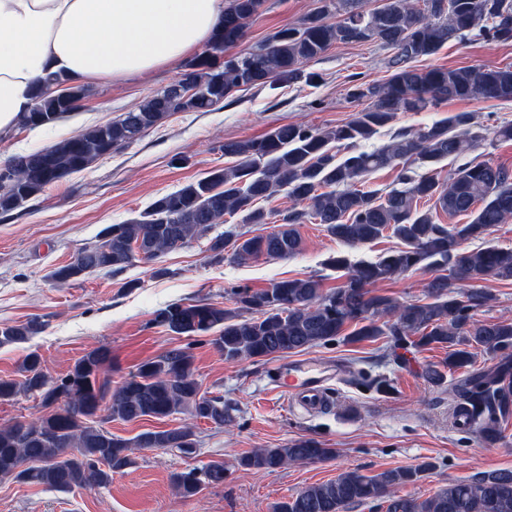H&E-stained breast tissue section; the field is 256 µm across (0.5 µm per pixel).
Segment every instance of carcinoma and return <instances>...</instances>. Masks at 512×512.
I'll list each match as a JSON object with an SVG mask.
<instances>
[{
    "instance_id": "1",
    "label": "carcinoma",
    "mask_w": 512,
    "mask_h": 512,
    "mask_svg": "<svg viewBox=\"0 0 512 512\" xmlns=\"http://www.w3.org/2000/svg\"><path fill=\"white\" fill-rule=\"evenodd\" d=\"M381 11H365L355 21L350 0H323L320 9L275 32L268 43L244 54H230L245 35L248 22L264 0H229L224 26L209 48L187 63L184 77L197 87L183 99L173 86L148 97L137 110L112 122L87 127L60 143L21 155L0 168V217L37 198L46 187L89 169L112 149L129 144L174 112H208L235 92L262 89L276 81H297L300 66L338 44L378 43L392 51L390 77L382 83L356 82L354 100L369 105L342 123L312 129L280 125L259 138L224 143L234 162L208 176L159 196L141 218L112 224L98 243L79 250L55 267L49 279L59 288L89 274L118 275L142 260H156L194 240H207L215 260L244 261L266 255L300 253L298 226L313 219L331 236L356 247L387 235L402 247L375 261L352 262L345 254L326 265L343 273L329 291L314 276L275 280L263 289H238L235 308L214 303H172L154 313L153 322L181 336L214 332L210 344L229 361L264 360L327 344L341 337L349 343L390 336L394 345L418 349L448 348V369L472 365L474 350L501 353L493 369L468 374L454 390L455 410L465 412L481 438L495 443L512 419V322H484L476 311L490 296L475 284L512 280V248L489 245L470 250L465 243L484 238L497 224L512 220V169L490 160L468 158L483 135L474 115L456 112L415 128H401L379 147L366 143L391 126L400 112H424L442 101L512 99V66L418 68L412 62L430 57L451 38L477 33L484 40L512 42V0H381ZM311 82L314 76H305ZM90 90L69 84L56 95L39 87L28 129L55 124L79 111ZM458 162L448 178L435 165ZM397 169L392 186L367 190L369 175ZM284 193L295 202L285 210L261 203ZM466 216L464 224H443L439 214ZM241 216L243 224H267V235L247 237L217 231L224 216ZM435 272L427 300L399 303L374 286L411 271ZM468 282L466 292L453 282ZM38 324L0 323V346L21 343ZM112 351L99 347L84 354L64 376L54 378L42 357L28 353L23 380L0 378V399L21 392L40 400L44 413L34 420L0 426V477L60 492L106 488L112 474L135 464V448H195L189 426L144 431L127 440L103 427L112 420L189 414L217 426L233 420L224 400L201 391L193 355L174 348L139 365L116 385L107 376ZM334 449L311 439L285 448H258L238 464L272 471L291 463L324 460ZM429 465L398 467L375 475L347 471L333 480L307 486L281 502L276 512H347L352 505L387 503V512H512V470L485 473L452 483L431 496L397 497L395 489L418 481ZM224 463L177 472L172 484L185 498L207 485L224 483Z\"/></svg>"
}]
</instances>
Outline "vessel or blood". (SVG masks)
<instances>
[{"label":"vessel or blood","mask_w":512,"mask_h":512,"mask_svg":"<svg viewBox=\"0 0 512 512\" xmlns=\"http://www.w3.org/2000/svg\"><path fill=\"white\" fill-rule=\"evenodd\" d=\"M327 365L311 361H293L281 369V380L276 388L294 404L309 412L325 409L332 401L327 381Z\"/></svg>","instance_id":"obj_1"}]
</instances>
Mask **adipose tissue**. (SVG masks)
I'll return each instance as SVG.
<instances>
[{
  "label": "adipose tissue",
  "mask_w": 512,
  "mask_h": 512,
  "mask_svg": "<svg viewBox=\"0 0 512 512\" xmlns=\"http://www.w3.org/2000/svg\"><path fill=\"white\" fill-rule=\"evenodd\" d=\"M227 0H0V136L33 106L35 83L137 76L210 43Z\"/></svg>",
  "instance_id": "1"
}]
</instances>
